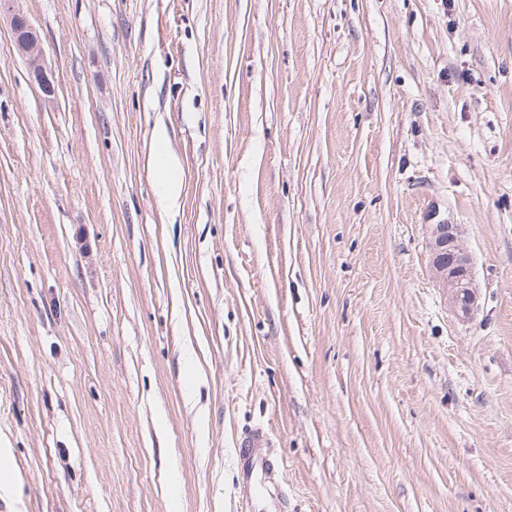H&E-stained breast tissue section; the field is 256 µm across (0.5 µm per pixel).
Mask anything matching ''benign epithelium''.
<instances>
[{"label":"benign epithelium","instance_id":"obj_1","mask_svg":"<svg viewBox=\"0 0 512 512\" xmlns=\"http://www.w3.org/2000/svg\"><path fill=\"white\" fill-rule=\"evenodd\" d=\"M12 36L18 52L26 58L30 76L45 94L52 93V83L42 63V48L31 26L18 13L11 20ZM463 227L450 220L430 225V249L436 284L448 298L450 308L462 319L470 318L479 307V289L473 263L461 245Z\"/></svg>","mask_w":512,"mask_h":512}]
</instances>
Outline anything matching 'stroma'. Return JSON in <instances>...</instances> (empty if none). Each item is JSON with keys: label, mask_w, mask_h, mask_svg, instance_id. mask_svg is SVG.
Masks as SVG:
<instances>
[{"label": "stroma", "mask_w": 512, "mask_h": 512, "mask_svg": "<svg viewBox=\"0 0 512 512\" xmlns=\"http://www.w3.org/2000/svg\"><path fill=\"white\" fill-rule=\"evenodd\" d=\"M15 7L55 94L0 17V512H276L258 426L288 512H512V0ZM11 30L16 49L28 61L30 76L41 86L46 95H50L53 87L42 63V48L37 35L18 13H13ZM166 139V130L163 127L158 128L154 135L152 164L163 189L164 198L170 204L178 199L180 182L175 160L168 155L167 151L165 154L161 152L165 147ZM430 226L433 275L448 298L450 308L462 319H469L479 307V287L473 263L461 245L463 227L450 220ZM240 461L246 482H251L255 472H261L264 479L270 478L278 470L276 461L266 453L267 440L262 430L248 433L240 441Z\"/></svg>", "instance_id": "obj_1"}]
</instances>
